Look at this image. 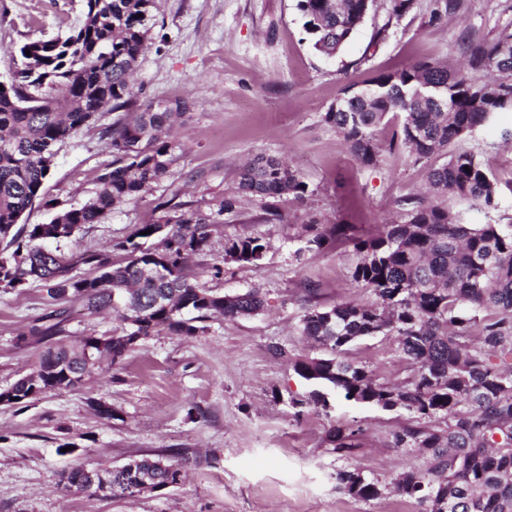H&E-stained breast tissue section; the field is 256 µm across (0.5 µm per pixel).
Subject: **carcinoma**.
<instances>
[{"label": "carcinoma", "mask_w": 512, "mask_h": 512, "mask_svg": "<svg viewBox=\"0 0 512 512\" xmlns=\"http://www.w3.org/2000/svg\"><path fill=\"white\" fill-rule=\"evenodd\" d=\"M81 24L68 34L37 39L20 48L23 68L0 90V290L18 291L31 279L49 296L78 301L88 313L110 310L124 324L120 335H87L69 345L57 325L40 330L44 346L31 371L0 391V404L22 406L52 390L97 378L121 362L159 329L176 336L205 332L214 318L234 321L258 314L256 290L226 295L205 288L189 261L208 244L211 228L260 204L264 221H284L279 203L303 198L308 184L281 158L257 154L243 167L234 192L206 206L176 192L157 199L158 219L97 252L47 254L43 243L68 242L108 210L135 200L163 178L180 143L174 129L183 104L143 103L132 74L146 48V21L157 0H84ZM375 0H297L313 49L336 55L363 24ZM462 0H431L424 25L454 16ZM30 54H25V51ZM467 64L448 70L428 62L402 65L347 87L320 121L336 129L363 166L375 165L381 146L374 129L393 114L399 127L388 145L392 155L415 161L444 157L430 167L433 196L398 200L401 221L366 238L350 224L304 223L299 262L309 252L350 244L356 255L352 281L366 289L367 303L311 304L300 318L302 335L321 354L290 359L294 372L317 387L313 401L328 407L322 388L348 401L409 415L394 434V448H423L425 468L396 480L400 495L424 512H512V224H464L448 198L491 210L501 189L477 154L459 147L498 112L512 110V24L492 39L467 42ZM440 88L448 107L414 93ZM125 110L112 125V168L97 177L94 195L65 207L44 192L57 146L104 107ZM39 203L56 210L47 224H22ZM150 234H144V231ZM125 253L117 261L113 251ZM267 251L256 235L224 243L225 259L255 265ZM86 266L89 273L77 274ZM395 336L411 374L398 384L381 383L363 365L344 358L357 340ZM361 429L332 426L327 442L342 457L358 448ZM181 465L142 456L121 466H78L60 482L88 498L125 499L179 484ZM336 479L351 496L373 500L379 481L356 470Z\"/></svg>", "instance_id": "cac0c4a2"}]
</instances>
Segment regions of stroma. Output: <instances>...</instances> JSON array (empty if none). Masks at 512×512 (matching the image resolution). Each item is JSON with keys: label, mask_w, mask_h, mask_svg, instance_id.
<instances>
[{"label": "stroma", "mask_w": 512, "mask_h": 512, "mask_svg": "<svg viewBox=\"0 0 512 512\" xmlns=\"http://www.w3.org/2000/svg\"><path fill=\"white\" fill-rule=\"evenodd\" d=\"M398 21L389 0L374 11L333 58L318 55L303 29L297 0H159L147 21L146 49L135 79L140 102L186 101L177 135L183 145L168 173L143 198L106 212L67 243L74 252L96 251L127 238L135 225L153 223L158 197L186 189L204 203L233 192L242 162L267 153L300 171L309 194L282 204L284 224H267L259 204L242 219L214 227L206 249L191 265L201 284L234 295L260 289L264 308L233 322L214 320L205 333L185 338L162 330L141 342L96 382L48 392L26 407L0 405V512H423L397 495L398 475L424 468L425 453L390 445L404 414L345 401L329 393L328 406L309 400L311 387L288 355L306 350L298 331L308 283L318 302L365 300L351 281L354 255L342 246L295 262L301 224L309 217L351 224L358 236L397 221L400 196L425 185L427 162L382 154L360 165L334 129L319 123L342 89L417 61L455 68L465 41L494 36L512 23V0H464L448 23L424 24L428 0ZM84 0H0V81L21 65L20 47L67 34L83 18ZM387 26L383 40L377 27ZM118 114L106 108L60 146L44 184L47 195L80 205L96 177L112 165L108 130ZM512 129V112L465 143L503 187L498 210L449 200L466 224L512 222V145L499 141ZM263 236L259 265L226 260L224 239ZM214 266L222 279L207 276ZM63 311L68 342L120 328L111 313L89 315L82 303L60 304L41 282L0 291V390L32 366L39 347L33 329ZM28 334L27 344L17 342ZM348 360L370 367L379 381L397 383L410 373L395 337L359 340ZM112 407L100 417L94 402ZM361 427L352 458L326 443L334 423ZM71 444L73 453L61 452ZM178 455L185 480L173 487L122 500L90 499L59 483L77 465H120L139 456ZM379 480L382 494L364 501L344 492L339 470Z\"/></svg>", "instance_id": "35a3bbf8"}]
</instances>
